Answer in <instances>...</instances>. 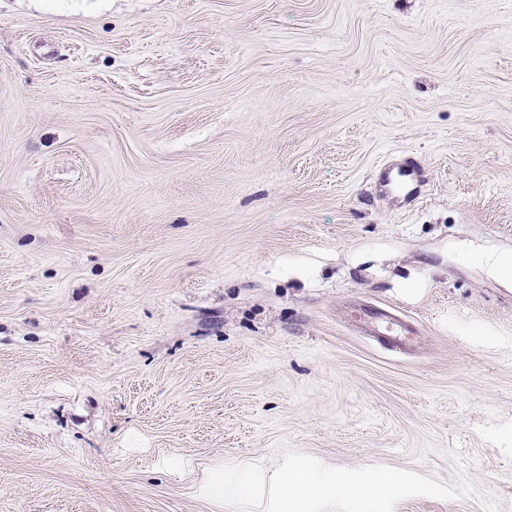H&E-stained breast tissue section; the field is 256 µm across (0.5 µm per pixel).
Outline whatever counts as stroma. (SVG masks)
<instances>
[{
	"label": "stroma",
	"mask_w": 512,
	"mask_h": 512,
	"mask_svg": "<svg viewBox=\"0 0 512 512\" xmlns=\"http://www.w3.org/2000/svg\"><path fill=\"white\" fill-rule=\"evenodd\" d=\"M501 255L512 0H0V512H232L289 452L512 512ZM418 182V167L414 160L402 167L385 169L381 178L385 193L394 187H403L408 189L407 199H412L419 194ZM367 312L376 321H381L383 329L386 331L381 332V336H391V342H398L402 338L401 336H406L407 330L391 313L385 314L381 310H369Z\"/></svg>",
	"instance_id": "obj_1"
}]
</instances>
